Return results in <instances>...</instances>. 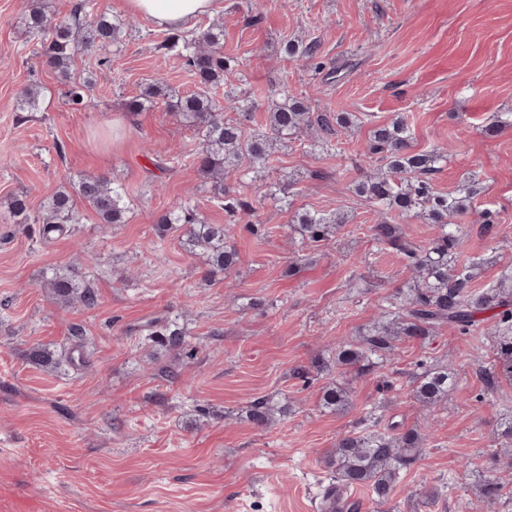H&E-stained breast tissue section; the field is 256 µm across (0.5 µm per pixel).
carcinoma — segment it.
<instances>
[{
  "label": "carcinoma",
  "mask_w": 512,
  "mask_h": 512,
  "mask_svg": "<svg viewBox=\"0 0 512 512\" xmlns=\"http://www.w3.org/2000/svg\"><path fill=\"white\" fill-rule=\"evenodd\" d=\"M24 31L40 38L42 64L58 73L66 86L64 98L74 110L86 106L88 91L95 85L91 74L75 77L71 66L79 54L107 53L122 46L132 30L130 20L94 9L91 0H79L73 13L59 20L48 17L44 8L33 4L22 14ZM223 26L213 22L194 33L172 34L164 43L165 50L179 56L196 79V89L184 95H173L165 80L156 78L143 92L132 98L128 110L141 112L153 106L155 99H171L170 108L178 121L193 129L199 140L194 154L201 175L213 182L214 194L224 201V209L246 216L252 206L240 197L224 198V176L230 173L247 175L265 168L276 142H288L313 127L304 102L288 93L267 113L265 131L247 135L242 123L224 118V109L240 108L232 96L219 103L214 93L224 83L227 61L221 51ZM319 44L315 41L290 46L288 54L297 59L313 61ZM41 108L40 92L24 88L18 96V110L37 112ZM352 124V114H336V123L318 119L320 137L329 142L339 131ZM370 157L384 163L383 171L373 180L359 185L358 192L383 214L380 223L371 227L379 242L401 254L412 268L416 284L399 304L384 312L385 322L358 342L336 343V364L347 368H375L383 364L395 350L401 337L424 340L434 328L446 324L467 331L478 322V315L487 312L499 319L502 333L498 341V363L486 371L489 382L512 380V275L496 286L483 291L473 289L479 275V264L457 263L456 257L464 240L465 217L480 193L475 180L463 182L454 194L436 190L430 175L438 171L447 155L440 151L416 152L412 149L409 126L405 118L397 117L389 124L374 128L365 144ZM87 203L99 223L108 227L124 224L130 202L124 187L104 175H81L47 197L38 213L31 212L27 195L16 194L9 208L16 224H37L42 239L50 240L67 231V226L81 220L79 204ZM421 218L435 225L437 234L428 246L413 241L402 224ZM347 222L341 211L315 210L297 215L302 237L320 243ZM159 232L171 228L183 231L185 244L191 252L205 254L209 261L207 275L222 274L234 269L237 252L232 245L233 227L208 224L197 208L185 203L161 214ZM56 300L68 303L77 299L88 308L97 305L92 288L80 286L78 271L73 267L53 272L46 281ZM162 336L171 347L186 343L185 332L165 327L150 332ZM453 376L446 367L421 370L413 377V396L424 406H433L448 399ZM350 389L344 383L323 390L324 409L340 412L349 405ZM287 411L268 399L258 398L250 406L249 419L265 428ZM426 441L421 432L353 431L336 441L330 465L336 471V482L344 489L366 487L374 500L388 502L400 478V472L411 464ZM504 485L490 475L478 485L479 499L492 503L502 497Z\"/></svg>",
  "instance_id": "cac0c4a2"
}]
</instances>
